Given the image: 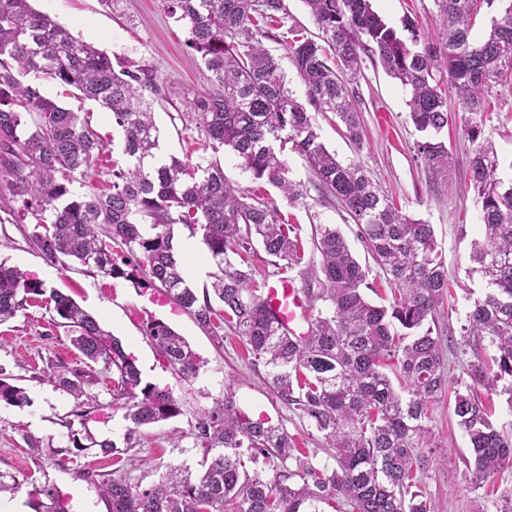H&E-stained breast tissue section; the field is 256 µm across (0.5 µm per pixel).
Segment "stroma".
<instances>
[{
  "mask_svg": "<svg viewBox=\"0 0 512 512\" xmlns=\"http://www.w3.org/2000/svg\"><path fill=\"white\" fill-rule=\"evenodd\" d=\"M288 16L283 27L274 29L265 46L277 58L286 56L289 27L302 30L304 36L317 33L303 0H284ZM35 9L48 13L67 27L78 39L104 50L111 58L145 64L163 87L193 93L210 87L208 73L200 57L185 43L186 32L167 12L163 0H121L118 10H111L102 0H34ZM374 10L394 28H402L406 19H414L429 38H437L436 8L433 0H372ZM358 111L364 130L362 144L351 143L344 135L334 113L317 114L322 142L345 163H356L370 172L385 193L399 203L404 212L432 224L439 251L448 270L452 296L436 322L441 337L459 338L471 298L484 288L480 277L470 274L469 255L473 241L482 239L484 226L472 188L468 186V165L473 146L460 126L450 125L444 138L452 151L448 172L431 173L414 151L421 135L408 113V94L401 83L389 77L381 66L365 63L354 84ZM46 95L76 112L92 117V126L102 137L106 149L74 189L88 194L105 188L113 163L123 162V132L96 103L75 97L73 88L54 81L44 84ZM181 100L158 102L154 120L160 130L158 155L162 160L178 158L200 162L206 156L199 146L200 134L185 129L177 117ZM224 174L247 195L274 201L281 217L295 224L305 244L299 266L282 271L270 263L262 249H255L251 267L257 278L281 276L302 283L313 276L319 256L309 244L315 223L337 225L361 263L370 267L369 281L378 294L389 295L382 271L357 238V227L337 204L312 197L310 210L291 206L275 187L254 179L232 154L224 155ZM30 222L16 223L12 214L0 215V259L19 267L53 288L71 296L90 312L104 330L121 340L142 373L144 381L170 388L182 407L177 418L143 427L138 434L134 456L115 461L98 449L72 455L66 467L47 459H35L27 443L35 437L55 448L70 447L64 425L76 408L75 399L44 378L48 366L64 362L71 366L84 359L62 330L50 323L49 313L32 307L0 324V369L18 378L29 397L20 406L0 403V474L16 477L21 489L14 498L27 504L32 486L50 484L67 497L71 512H107L98 484L79 479L89 471L109 474L124 471L134 482L145 486L157 482L163 466L185 464L199 471L202 453L195 445L194 425L201 410L213 407L232 396L252 420L282 424L293 435L298 448L307 450L315 462L323 464L328 456L321 449L323 438L306 420L292 412L270 392L263 382L265 369L255 366L243 342L234 335L215 345L193 319L156 288L133 284L126 278H103L90 273L71 258L48 261L30 242ZM156 318L183 336L202 359L199 375L191 380L176 378L144 334L148 319ZM450 365L449 396L441 399L433 414V429L440 446L429 458L420 479L425 487L431 512H476L480 504L512 488V467L501 470L494 483L474 488L466 462L471 457L469 442L453 414V391L464 389V372L473 353L461 354L445 349ZM97 381L91 391L97 403L83 422L95 436L112 434L122 440L127 428L125 411L112 402V373L103 364L94 367Z\"/></svg>",
  "mask_w": 512,
  "mask_h": 512,
  "instance_id": "35a3bbf8",
  "label": "stroma"
}]
</instances>
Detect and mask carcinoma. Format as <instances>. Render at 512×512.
Instances as JSON below:
<instances>
[{
  "mask_svg": "<svg viewBox=\"0 0 512 512\" xmlns=\"http://www.w3.org/2000/svg\"><path fill=\"white\" fill-rule=\"evenodd\" d=\"M319 40L294 34L288 59L317 112H334L348 138L361 140L353 81L364 59L408 91L417 131L415 150L432 170L451 164L440 138L460 119L476 144L469 177L480 207L484 238L474 242L471 272L487 292L471 303L460 345L477 336L493 350L474 353L472 383L508 396L512 403V180L498 171L501 160L484 136L496 116L492 89L512 84V3L480 38L473 24L495 0H434L439 38L430 39L406 20L403 38L372 8L370 0H303ZM188 32V45L210 73L211 89L184 99L179 119L195 126L205 148L231 149L257 180L288 201L310 209L308 190L287 177L275 146L292 144L307 161L325 198L339 202L388 284L392 302L370 301V268L351 251L334 224L311 225L322 279L301 292L311 319L308 336L295 340L275 310L263 302L252 275L236 267L259 244L272 265L301 264L297 228L265 201H245L226 179L220 160L203 166L173 158L151 163L159 129L154 100L178 96L158 85L150 69L132 61L112 62L94 45L75 38L30 0H0V207L29 218V235L45 258H75L104 278H138L164 290L198 327L224 342V331L242 338L252 364H263L275 397L320 433L334 464H315L302 454L282 425L252 421L230 396L200 412L195 444L205 471L169 465L157 483L141 487L116 470L100 482L107 512H430L418 484L424 453L437 448L433 409L448 393V365L431 323L450 296L448 274L432 225L403 212L360 165L337 159L320 140L315 117L288 88L280 59L264 46V26L283 21L284 0H164ZM69 86L112 115L124 134L128 164H113L104 190L79 196L72 190L105 150L90 115L65 108L43 93L42 81ZM461 115L448 113V92ZM150 226L153 232L145 230ZM200 238L216 264L202 292L184 278L173 245L174 226ZM52 309L66 336L87 360L81 368L57 364L47 380L68 391L78 406L96 396L92 365L112 371V399L130 422L120 447L109 438L79 436L72 421V448L29 449L59 467L71 450L97 448L123 459L139 428L181 414L168 389L145 382L120 340L73 299L15 266L0 262V323L35 303ZM145 335L167 367L182 380L196 377L200 359L165 322L149 319ZM23 405L24 388L0 369V402ZM457 423L473 452L472 483L479 487L512 466V435L498 429L492 410L472 388L455 392ZM273 464L266 480L247 468L258 458ZM33 512H68L57 489L44 484L28 492Z\"/></svg>",
  "mask_w": 512,
  "mask_h": 512,
  "instance_id": "carcinoma-1",
  "label": "carcinoma"
}]
</instances>
